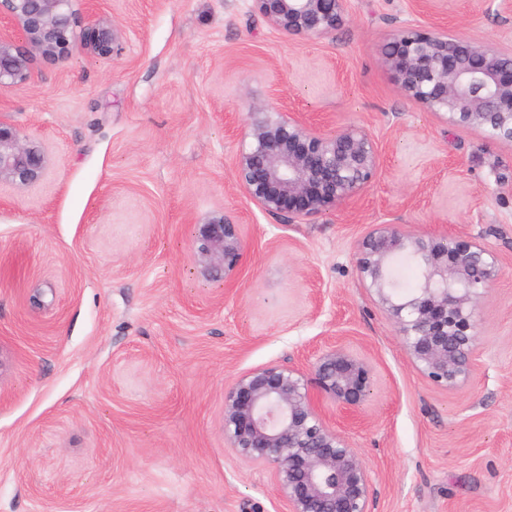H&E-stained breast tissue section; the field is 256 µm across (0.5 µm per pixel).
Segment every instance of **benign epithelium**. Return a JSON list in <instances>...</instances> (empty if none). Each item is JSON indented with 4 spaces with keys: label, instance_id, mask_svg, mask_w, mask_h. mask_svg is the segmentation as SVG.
Masks as SVG:
<instances>
[{
    "label": "benign epithelium",
    "instance_id": "obj_1",
    "mask_svg": "<svg viewBox=\"0 0 512 512\" xmlns=\"http://www.w3.org/2000/svg\"><path fill=\"white\" fill-rule=\"evenodd\" d=\"M0 0V91L26 81L38 58L58 62L76 51L107 58L113 26L82 0ZM275 29L320 38L347 16V0H255ZM392 80L409 99L453 126L512 142V49L465 40L450 28L407 25L384 44ZM378 145L362 126L321 129L298 112H251L240 133L233 175L247 198L288 221L332 211L377 177ZM47 160L12 124L0 119V184L31 186ZM195 257L208 280L231 286L246 243L226 215L195 236ZM356 267L377 295L416 368L452 388L474 366L476 314L500 272L492 250L446 234L377 224L360 241ZM371 396L367 363L336 344L312 375L272 364L240 376L224 391V441L239 457L272 472L288 512H369L370 476L347 440L321 411L333 401L353 419Z\"/></svg>",
    "mask_w": 512,
    "mask_h": 512
}]
</instances>
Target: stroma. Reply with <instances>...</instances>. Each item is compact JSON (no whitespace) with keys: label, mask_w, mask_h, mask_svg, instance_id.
I'll list each match as a JSON object with an SVG mask.
<instances>
[{"label":"stroma","mask_w":512,"mask_h":512,"mask_svg":"<svg viewBox=\"0 0 512 512\" xmlns=\"http://www.w3.org/2000/svg\"><path fill=\"white\" fill-rule=\"evenodd\" d=\"M350 0L334 33L272 28L254 0H98L115 53L36 60L0 119L48 157L0 185V512H285L224 440V391L339 343L371 370L359 420L324 416L371 476L370 512H512V145L402 94L383 57L405 24L512 49V0ZM363 126L377 179L288 223L233 176L250 113ZM247 241L234 287L193 254L215 215ZM375 224L480 243L500 276L471 376L413 364L357 247Z\"/></svg>","instance_id":"1"}]
</instances>
